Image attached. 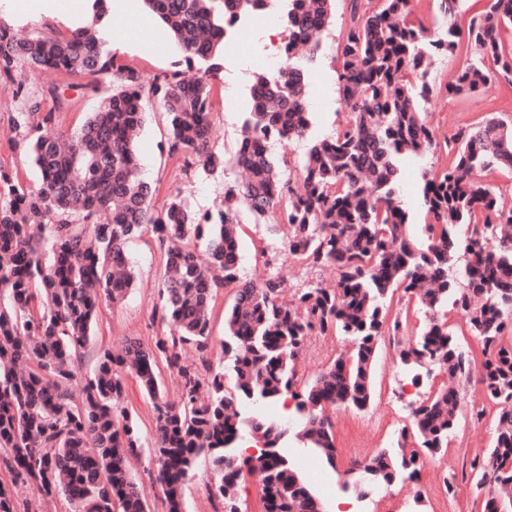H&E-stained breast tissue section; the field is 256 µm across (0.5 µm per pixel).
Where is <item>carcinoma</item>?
Listing matches in <instances>:
<instances>
[{
	"mask_svg": "<svg viewBox=\"0 0 512 512\" xmlns=\"http://www.w3.org/2000/svg\"><path fill=\"white\" fill-rule=\"evenodd\" d=\"M265 0H145L166 24L185 69L146 83L117 61L106 33L79 26L66 34L37 32L21 40L0 20V80L18 67L54 70L109 84L110 91L79 130L54 127L55 108L24 126L25 152L39 170L38 189L0 169V512H18V497L64 496L74 512H150L129 472L145 449L139 426L119 410L122 372H130L155 411L150 454L157 465L163 512H184L190 472L205 462L209 496L224 512H241L233 489L245 474L261 475L265 512H320L317 498L279 447L286 430L255 420L263 441L257 456L237 452L242 409L292 398L303 420L299 439L328 464L335 459L330 407L368 408L381 340L402 336L401 362L437 366L449 384L413 404L411 428L397 448L355 463L360 495L399 476L413 481L424 459L408 448L416 436L435 457L448 448L461 415V383L478 376L485 398L512 401V206L477 172L512 173V123L485 117L448 140V167L425 179L426 247L410 236L409 211L398 197L397 159L436 146L421 111L428 60L469 55L451 96L472 94L491 78L512 82V47L501 39L512 25V0H488L466 29L411 20L410 0H350L340 43L338 96L347 121L324 137L310 136L306 96L321 36L335 0H288L282 55L288 65L258 74L251 109L235 153L212 144L213 99L223 84L224 7L256 12ZM92 24L105 27L108 0H89ZM16 96L37 114L38 96L23 83ZM161 104L169 122L168 152L184 171L207 176L241 169V182L224 185L216 213H198L181 193L160 207L141 177L135 148L146 105ZM309 140L295 169L301 189L283 178L267 145ZM258 219L277 217L282 247L311 269L331 267L336 287L297 289L279 300L283 281L241 278L236 252L239 206ZM153 234L165 261L159 294L169 333L146 347L130 340L97 354L93 378L74 392L75 363L93 336L97 309L122 301L136 279L128 245ZM205 249H200V244ZM225 288L224 360L209 359L210 315ZM401 290L419 300L425 321L389 318L387 300ZM462 312L482 361L466 352L441 312ZM342 336L352 348L295 390V360L310 336ZM192 347L198 362L186 364ZM176 376L180 401L165 400L159 364ZM484 512H512V410L497 415L491 448L469 462Z\"/></svg>",
	"mask_w": 512,
	"mask_h": 512,
	"instance_id": "cac0c4a2",
	"label": "carcinoma"
}]
</instances>
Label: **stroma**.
<instances>
[{"label": "stroma", "instance_id": "obj_1", "mask_svg": "<svg viewBox=\"0 0 512 512\" xmlns=\"http://www.w3.org/2000/svg\"><path fill=\"white\" fill-rule=\"evenodd\" d=\"M18 0H0V19L9 22L18 32L35 31L64 33L72 25L82 22L77 10L59 12L52 19L39 15L37 8L20 10ZM147 13L144 7L133 10H113L112 27L126 32L123 42L111 43L121 63L136 70L144 80L171 71L181 55L175 44H168L165 52L153 54L141 43L139 31ZM349 17L348 0H336V19L329 27L319 61L314 67L309 86L308 102L312 114L314 135L325 136L347 119L338 100L336 72L340 67L337 45ZM283 36L282 29L265 35L263 29H254L250 38L239 41L224 55V83L214 98V147L225 155H232L241 137L248 102V88L256 72L273 73L275 57ZM466 60L465 55L435 58L428 75L435 92L423 104L427 121L437 141L458 128L478 121L493 113L512 121V84L502 79H490L478 92L470 96L449 97L445 91L454 82ZM22 81L30 85L41 100L42 111L53 109L55 102L47 93L49 86H59L68 101L66 110L58 113L59 129L77 130L109 91L108 84L98 89L86 87L82 80L50 70L23 72ZM16 86L0 81V168L19 174L28 187H38L41 176L26 158L19 145L22 131L17 122L22 106L15 96ZM166 116L157 103H150L141 129L138 147L142 171L156 190V203H164L170 194L182 192L193 209L214 212L221 206L224 185L234 180V171L211 176L186 173L182 161L167 152ZM446 153L433 151L421 157L404 158L399 162L398 193L404 201L412 225L410 232L417 241H424L422 228L424 210L419 187L422 176L448 166ZM240 275L243 279L259 282L270 274H277L284 283L282 296L291 299L295 289L314 282L333 287L336 273L333 269L311 270L280 251L282 235L275 231L273 219L255 220L248 210H241ZM129 259L136 274V286L123 302L103 303L98 313L94 336L85 350L77 371L76 386H83L92 377L99 348L121 350L127 340L136 339L144 345H153L165 336L169 328L156 313L160 305L158 288L163 276L161 251L152 235H144L130 243ZM350 348L340 336L329 335L325 340L308 337L297 361L299 383L310 381ZM445 377L439 372L422 376L413 382L412 373L402 365L394 350L381 348L374 370L375 396L364 411L331 408L327 414L333 423L336 462L315 458L312 449L296 437L301 421L295 411L279 409L274 421L283 423L288 432L281 442L282 450L300 467L301 474L321 502L322 512H333L336 501H346L350 512H362L363 499L354 486V461L376 455L393 447L402 427L410 425V405L420 396L437 389ZM484 408L481 419H471L472 409ZM464 413L453 431L446 453L427 460L418 481H397L372 490L374 512H482L480 496L467 484H458L455 493L443 490L446 475L460 472L464 460L483 454L490 448L495 435V416L500 407L487 403L478 384L467 385L461 400Z\"/></svg>", "mask_w": 512, "mask_h": 512}]
</instances>
